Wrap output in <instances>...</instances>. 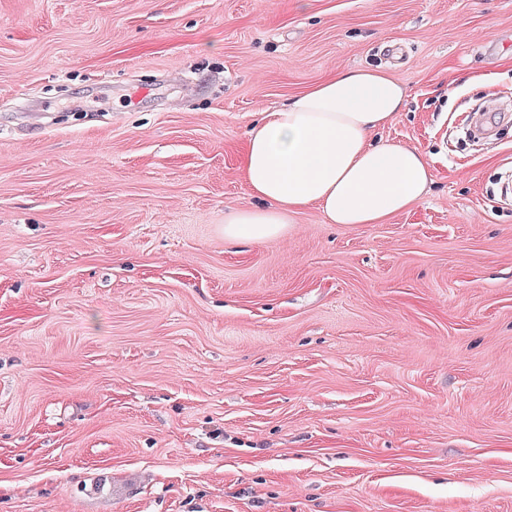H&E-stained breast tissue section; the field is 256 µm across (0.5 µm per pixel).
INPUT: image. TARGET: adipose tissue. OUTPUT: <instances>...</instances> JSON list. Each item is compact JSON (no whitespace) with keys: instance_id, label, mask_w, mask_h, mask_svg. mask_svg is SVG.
<instances>
[{"instance_id":"ef3b65f1","label":"adipose tissue","mask_w":512,"mask_h":512,"mask_svg":"<svg viewBox=\"0 0 512 512\" xmlns=\"http://www.w3.org/2000/svg\"><path fill=\"white\" fill-rule=\"evenodd\" d=\"M407 96L383 68H351L265 112L239 165L259 204L225 213V241L277 238L311 208L344 225L381 224L411 209L429 190V163L380 135Z\"/></svg>"}]
</instances>
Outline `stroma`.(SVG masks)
Segmentation results:
<instances>
[{
	"mask_svg": "<svg viewBox=\"0 0 512 512\" xmlns=\"http://www.w3.org/2000/svg\"><path fill=\"white\" fill-rule=\"evenodd\" d=\"M408 91L384 224L224 241L262 112ZM512 0H0V512H512Z\"/></svg>",
	"mask_w": 512,
	"mask_h": 512,
	"instance_id": "35a3bbf8",
	"label": "stroma"
}]
</instances>
